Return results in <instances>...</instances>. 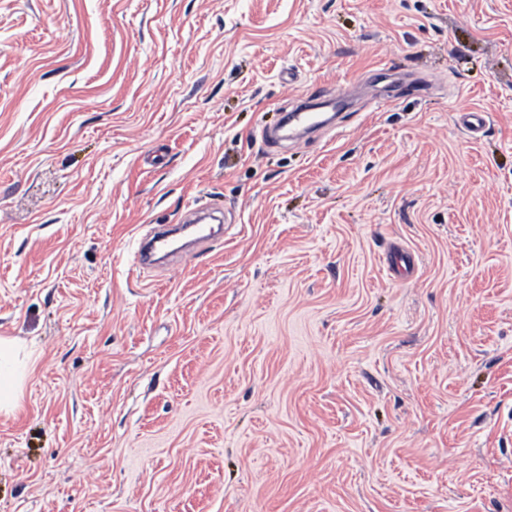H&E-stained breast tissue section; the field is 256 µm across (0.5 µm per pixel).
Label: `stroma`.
<instances>
[{"label":"stroma","instance_id":"1","mask_svg":"<svg viewBox=\"0 0 512 512\" xmlns=\"http://www.w3.org/2000/svg\"><path fill=\"white\" fill-rule=\"evenodd\" d=\"M0 336V512H512V0H0ZM171 233L172 229L169 225L158 224L153 227L145 241L141 242L135 254L136 263L142 268L154 265L156 255L166 248ZM22 355V358L20 356ZM38 355L17 338L0 336V411H12L23 391L25 374L33 370Z\"/></svg>","mask_w":512,"mask_h":512}]
</instances>
